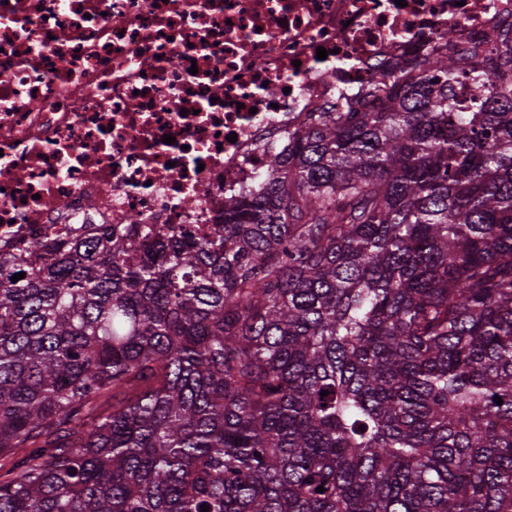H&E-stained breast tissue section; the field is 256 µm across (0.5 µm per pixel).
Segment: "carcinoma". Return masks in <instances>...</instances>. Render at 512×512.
Masks as SVG:
<instances>
[{"label":"carcinoma","instance_id":"cac0c4a2","mask_svg":"<svg viewBox=\"0 0 512 512\" xmlns=\"http://www.w3.org/2000/svg\"><path fill=\"white\" fill-rule=\"evenodd\" d=\"M461 71L308 113L213 237L0 253V512H512V39Z\"/></svg>","mask_w":512,"mask_h":512}]
</instances>
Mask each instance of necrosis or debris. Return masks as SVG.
I'll list each match as a JSON object with an SVG mask.
<instances>
[{"mask_svg":"<svg viewBox=\"0 0 512 512\" xmlns=\"http://www.w3.org/2000/svg\"><path fill=\"white\" fill-rule=\"evenodd\" d=\"M449 29L490 48L512 0H0V252L84 224L211 234L307 113Z\"/></svg>","mask_w":512,"mask_h":512,"instance_id":"1","label":"necrosis or debris"}]
</instances>
